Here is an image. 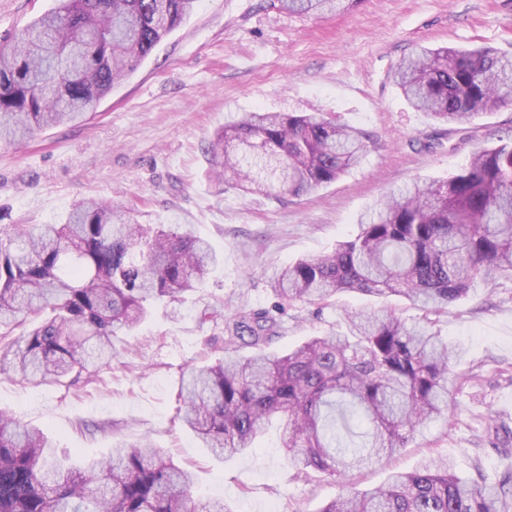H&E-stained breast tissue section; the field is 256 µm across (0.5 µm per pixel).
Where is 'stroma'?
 <instances>
[{
    "instance_id": "1",
    "label": "stroma",
    "mask_w": 512,
    "mask_h": 512,
    "mask_svg": "<svg viewBox=\"0 0 512 512\" xmlns=\"http://www.w3.org/2000/svg\"><path fill=\"white\" fill-rule=\"evenodd\" d=\"M55 5L0 0V41ZM445 46L511 55L512 0H360L319 16L282 12L273 0H197L85 120L0 143V224H61L75 204L97 198L134 206L144 225H180L221 257L201 288L158 302L132 333L114 337L112 360L92 383L69 388L0 374V408L43 430L74 464L107 455L113 441L147 437L193 471L195 496L224 498L231 512H320L340 484L297 476L275 433L227 459L203 448L177 418L182 374L215 360L207 341L223 337L238 311L272 305L277 269L355 237L358 217L391 191L417 178L448 179L476 148L512 135V100L450 125L407 104L394 66L414 50ZM257 110L322 112L365 130L372 143L360 166L313 192H218L205 147L225 122ZM206 307L217 315L202 324ZM360 310L427 317L394 297L341 292L328 303L290 304L270 349L339 329L345 312ZM433 328L462 351L454 413L416 432L389 462L362 463L356 488L425 457L449 458L459 475L480 471L491 483L512 473V280L476 285Z\"/></svg>"
}]
</instances>
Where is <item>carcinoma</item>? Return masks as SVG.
<instances>
[{
    "mask_svg": "<svg viewBox=\"0 0 512 512\" xmlns=\"http://www.w3.org/2000/svg\"><path fill=\"white\" fill-rule=\"evenodd\" d=\"M197 0H57L53 11L0 43V142L84 118L134 72ZM292 14L347 11L358 0H277ZM407 102L452 123L512 97V57L493 48H422L397 66ZM370 136L319 113L245 112L208 143L224 189L300 195L360 165ZM132 209L88 200L63 224L0 227V373L79 387L112 360V338L133 330L158 300L176 302L219 260L189 233L131 221ZM358 235L298 259L274 277V310L339 292L398 296L446 312L476 284L512 278V140L477 148L443 182L416 181L357 218ZM272 310V311H274ZM265 308L227 325L224 357L188 370L179 418L218 457L255 447L268 423L299 475L343 485L358 464L405 447L421 426L450 418L458 355L431 326L394 315L347 314L345 327L278 354L280 328ZM254 349L238 355L240 345ZM43 432L0 409V512H230L197 500L193 476L146 440L66 466ZM512 475L458 476L428 458L370 490H348L321 512H509Z\"/></svg>",
    "mask_w": 512,
    "mask_h": 512,
    "instance_id": "1",
    "label": "carcinoma"
}]
</instances>
